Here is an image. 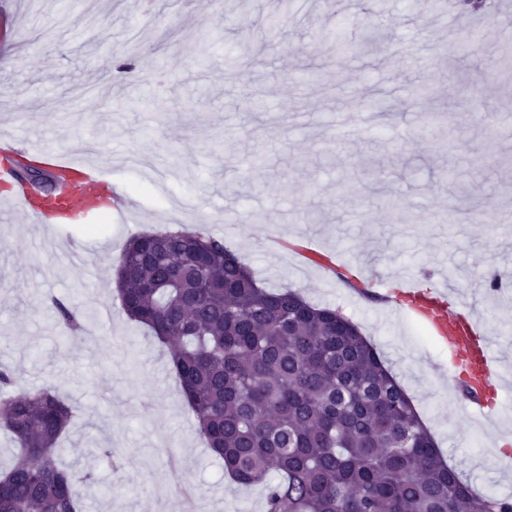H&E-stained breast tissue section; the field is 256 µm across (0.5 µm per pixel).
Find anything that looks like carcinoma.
Masks as SVG:
<instances>
[{
    "label": "carcinoma",
    "mask_w": 512,
    "mask_h": 512,
    "mask_svg": "<svg viewBox=\"0 0 512 512\" xmlns=\"http://www.w3.org/2000/svg\"><path fill=\"white\" fill-rule=\"evenodd\" d=\"M116 291L128 319L169 346L198 434L224 470L266 483V512H512V500L476 493L448 465L355 324L295 291L258 286L224 239L135 235ZM53 315L84 329L63 302ZM74 417L50 387L0 402V429L18 445L0 512H83L78 488L92 475L57 458Z\"/></svg>",
    "instance_id": "1"
}]
</instances>
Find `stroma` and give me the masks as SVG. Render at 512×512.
Returning <instances> with one entry per match:
<instances>
[{
  "instance_id": "obj_1",
  "label": "stroma",
  "mask_w": 512,
  "mask_h": 512,
  "mask_svg": "<svg viewBox=\"0 0 512 512\" xmlns=\"http://www.w3.org/2000/svg\"><path fill=\"white\" fill-rule=\"evenodd\" d=\"M0 0V136L36 133L52 147L96 144L112 179V211L34 225L0 222V369L12 393L47 386L74 404L63 467L92 472L86 512H181L163 490L175 455L195 490L193 512H264L262 486H239L195 431L168 347L128 320L112 263L131 235L190 228L224 238L263 288L291 287L336 309L383 354L444 459L481 493L512 495V379L501 409L477 419L446 347L413 319L405 290L445 287L488 316L512 367V114L499 58L512 15L487 0L474 67L456 8L411 0H322L249 6L227 25V0ZM378 26L385 43L352 56L319 30ZM455 115L451 138L411 105L413 87ZM478 91L482 113L468 94ZM388 99L373 123L360 97ZM372 159L375 177H351ZM172 172L166 193L149 176ZM243 214L244 223L216 222ZM500 290L488 291L489 276ZM61 300L112 317L69 334ZM112 456H105V449Z\"/></svg>"
}]
</instances>
